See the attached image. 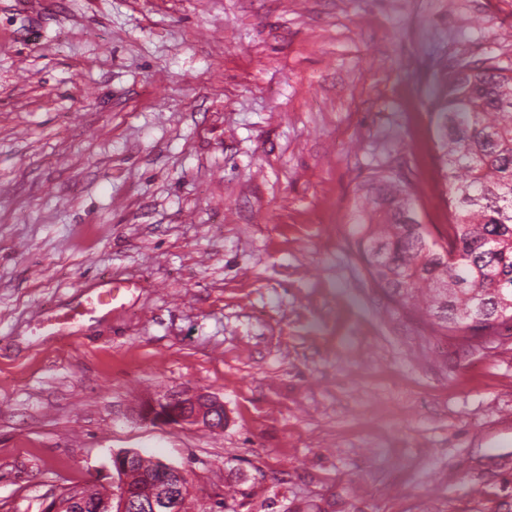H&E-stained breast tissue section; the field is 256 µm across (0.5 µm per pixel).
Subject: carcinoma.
<instances>
[{"mask_svg":"<svg viewBox=\"0 0 512 512\" xmlns=\"http://www.w3.org/2000/svg\"><path fill=\"white\" fill-rule=\"evenodd\" d=\"M447 235L419 219L393 168L358 187L352 234L373 283L438 336L512 331V72L489 60L448 67L432 98Z\"/></svg>","mask_w":512,"mask_h":512,"instance_id":"obj_1","label":"carcinoma"}]
</instances>
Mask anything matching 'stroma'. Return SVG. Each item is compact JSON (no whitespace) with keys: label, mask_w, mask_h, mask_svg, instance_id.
Instances as JSON below:
<instances>
[{"label":"stroma","mask_w":512,"mask_h":512,"mask_svg":"<svg viewBox=\"0 0 512 512\" xmlns=\"http://www.w3.org/2000/svg\"><path fill=\"white\" fill-rule=\"evenodd\" d=\"M512 0H0V512L184 469L190 512H512V335L371 283L355 190L448 229L427 96ZM203 390L224 429L141 422Z\"/></svg>","instance_id":"1"}]
</instances>
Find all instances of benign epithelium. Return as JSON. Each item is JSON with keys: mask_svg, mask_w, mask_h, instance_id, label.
Listing matches in <instances>:
<instances>
[{"mask_svg": "<svg viewBox=\"0 0 512 512\" xmlns=\"http://www.w3.org/2000/svg\"><path fill=\"white\" fill-rule=\"evenodd\" d=\"M138 417L151 424L204 426L218 431L224 428V402L203 392H178L145 401ZM137 460V452L132 450L112 453L111 493L99 503L98 512H182L189 494L186 474L162 462L144 477L147 490L143 492L130 479ZM85 501L82 495H75L67 502L55 496L43 512H81Z\"/></svg>", "mask_w": 512, "mask_h": 512, "instance_id": "1", "label": "benign epithelium"}]
</instances>
